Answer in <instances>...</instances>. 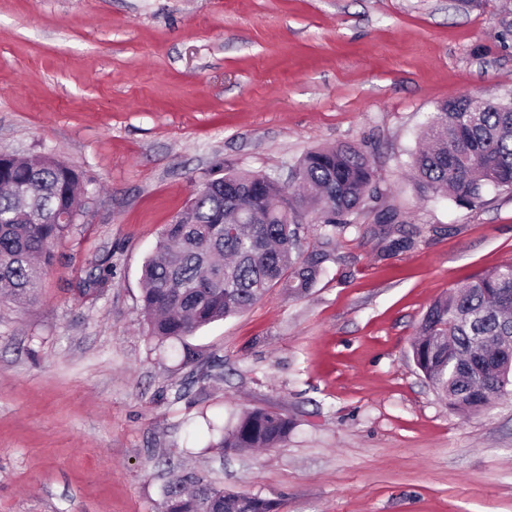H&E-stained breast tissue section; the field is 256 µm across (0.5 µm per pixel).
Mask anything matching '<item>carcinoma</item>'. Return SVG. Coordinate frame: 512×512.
Segmentation results:
<instances>
[{"label": "carcinoma", "mask_w": 512, "mask_h": 512, "mask_svg": "<svg viewBox=\"0 0 512 512\" xmlns=\"http://www.w3.org/2000/svg\"><path fill=\"white\" fill-rule=\"evenodd\" d=\"M427 145L409 166L427 192L467 206L487 188L512 192V102L463 97L431 113ZM289 194L260 172H226L201 183L187 208L164 225L142 268L148 335L180 346L181 364L199 352L187 339L249 309L273 288L302 296L316 287L333 234L377 191L366 152L352 145L308 151L294 167ZM84 181L52 157L0 156V289L6 302L33 296L54 265L55 245L73 227ZM316 224L323 248L306 253L301 228ZM415 365L462 415L512 395V262L437 299L411 345ZM287 414L254 408L220 430L215 447L268 448L288 438ZM244 494L185 479L167 490V512H242Z\"/></svg>", "instance_id": "1"}]
</instances>
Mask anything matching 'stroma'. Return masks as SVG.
Listing matches in <instances>:
<instances>
[{
	"mask_svg": "<svg viewBox=\"0 0 512 512\" xmlns=\"http://www.w3.org/2000/svg\"><path fill=\"white\" fill-rule=\"evenodd\" d=\"M463 96L512 99V0H0V153L88 190L37 294L0 303V512H166L185 476L275 512H512V397L462 416L410 353L435 300L512 262V192L458 205L407 167ZM344 143L381 194L316 288L273 289L181 366L141 310L164 225L218 171ZM252 408L291 417L288 439L209 447Z\"/></svg>",
	"mask_w": 512,
	"mask_h": 512,
	"instance_id": "1",
	"label": "stroma"
}]
</instances>
